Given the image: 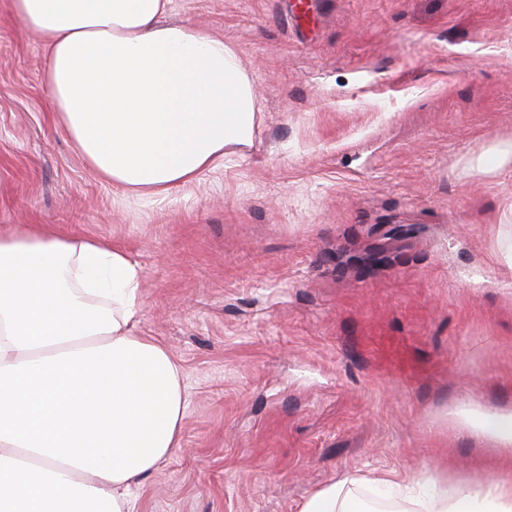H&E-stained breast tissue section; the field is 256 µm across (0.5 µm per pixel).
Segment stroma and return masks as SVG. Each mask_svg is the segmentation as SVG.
Listing matches in <instances>:
<instances>
[{"label":"stroma","mask_w":512,"mask_h":512,"mask_svg":"<svg viewBox=\"0 0 512 512\" xmlns=\"http://www.w3.org/2000/svg\"><path fill=\"white\" fill-rule=\"evenodd\" d=\"M254 91L252 143L163 199L102 182L0 0V225L144 269L140 335L180 362L181 442L134 512H300L351 476H495L464 400L512 406V0H172ZM492 159V162L489 161ZM512 163V145L509 147H496L488 150L484 157L479 159V167L484 172H493L498 168Z\"/></svg>","instance_id":"stroma-1"}]
</instances>
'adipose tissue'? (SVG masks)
Listing matches in <instances>:
<instances>
[{
  "instance_id": "ef3b65f1",
  "label": "adipose tissue",
  "mask_w": 512,
  "mask_h": 512,
  "mask_svg": "<svg viewBox=\"0 0 512 512\" xmlns=\"http://www.w3.org/2000/svg\"><path fill=\"white\" fill-rule=\"evenodd\" d=\"M41 41L54 121L102 181L166 197L252 141L255 107L223 38L166 22L170 0H10ZM144 269L101 239L0 229V512H129L175 448L181 367L139 335ZM451 418L512 453V408ZM392 512H512V476L449 495L390 475Z\"/></svg>"
}]
</instances>
